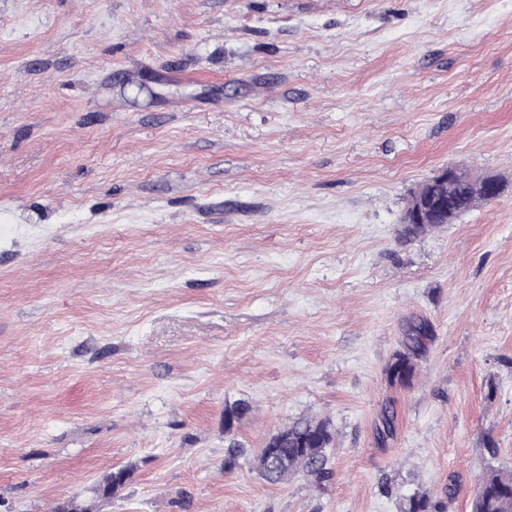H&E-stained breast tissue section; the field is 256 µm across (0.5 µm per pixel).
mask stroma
<instances>
[{"label":"stroma","mask_w":512,"mask_h":512,"mask_svg":"<svg viewBox=\"0 0 512 512\" xmlns=\"http://www.w3.org/2000/svg\"><path fill=\"white\" fill-rule=\"evenodd\" d=\"M444 167L506 187L402 240ZM303 418L335 429L324 481L225 470ZM493 466L512 0H0V512L119 469L101 512H471ZM431 336L432 329L428 322L421 321L408 328L401 349L393 355L386 368V375L391 384L411 385L419 367V361L426 352V341ZM400 512H443L441 501L426 492L415 493L408 497Z\"/></svg>","instance_id":"stroma-1"}]
</instances>
